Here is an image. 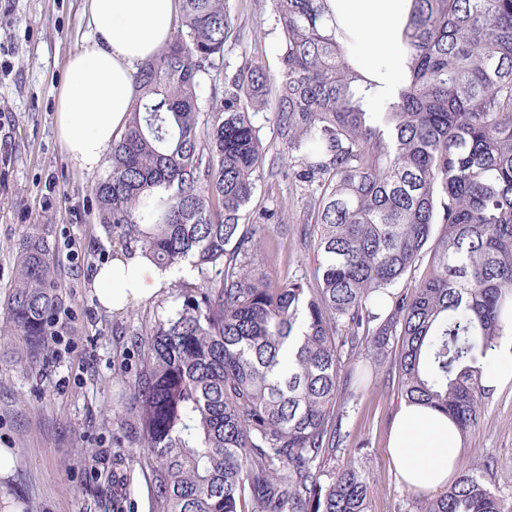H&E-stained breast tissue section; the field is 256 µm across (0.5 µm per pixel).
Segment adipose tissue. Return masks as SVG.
Masks as SVG:
<instances>
[{
    "instance_id": "obj_1",
    "label": "adipose tissue",
    "mask_w": 512,
    "mask_h": 512,
    "mask_svg": "<svg viewBox=\"0 0 512 512\" xmlns=\"http://www.w3.org/2000/svg\"><path fill=\"white\" fill-rule=\"evenodd\" d=\"M91 34L67 61V79L56 97L58 141L77 168L96 170L127 126L136 98V75L175 32L178 0H86ZM411 0H338L342 25L360 47L369 69L395 71ZM169 270L142 252H120L96 266L92 291L100 308L121 313L157 297ZM481 381L497 391L512 382V322L505 323ZM388 449L398 480L421 493L447 489L458 474L461 434L441 411L402 404Z\"/></svg>"
}]
</instances>
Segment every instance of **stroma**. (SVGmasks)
<instances>
[{"label":"stroma","instance_id":"stroma-1","mask_svg":"<svg viewBox=\"0 0 512 512\" xmlns=\"http://www.w3.org/2000/svg\"><path fill=\"white\" fill-rule=\"evenodd\" d=\"M235 34L224 47L229 67L243 60L279 68L281 33L273 0H228ZM85 0H0V292L13 279L15 245L37 230L47 235L61 283L52 330L34 363L20 361L19 339L0 335V448L15 468L0 497L21 512H151L148 478L133 458V439L112 421L132 395L126 386L130 339L154 315L180 303L176 282L198 283L183 267L154 299L112 314L97 308L90 288L97 264L119 251L101 223L92 191L95 173L73 166L55 130L56 93L66 60L90 33ZM270 86L257 117L272 149L243 223L258 212L275 217L251 262L274 280L311 282L317 270L302 229L309 204L298 186L273 176L287 167ZM354 401L345 406L337 462L357 461L374 479L370 512H417L419 493L401 484L390 464L388 436L401 404L395 383L370 356L352 363ZM460 465L487 469L495 493L512 503V385L488 393L478 429L462 442Z\"/></svg>","mask_w":512,"mask_h":512}]
</instances>
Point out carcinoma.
<instances>
[{
    "instance_id": "obj_1",
    "label": "carcinoma",
    "mask_w": 512,
    "mask_h": 512,
    "mask_svg": "<svg viewBox=\"0 0 512 512\" xmlns=\"http://www.w3.org/2000/svg\"><path fill=\"white\" fill-rule=\"evenodd\" d=\"M226 0H181L177 35L137 73L127 128L94 192L102 223L201 279L136 333L113 421L137 441L152 512H370L373 482L336 465L345 361L398 349L401 400L476 430L479 358L512 321V0H412L399 76L371 77L328 0H273L280 68L224 74ZM224 76L216 103L203 85ZM279 89L282 175L310 192L313 284L251 268L240 223L270 147L255 117ZM213 112L200 128L203 109ZM428 273L400 282L423 258ZM58 273L46 236L15 248L0 332L45 347ZM419 512H512L462 470Z\"/></svg>"
}]
</instances>
